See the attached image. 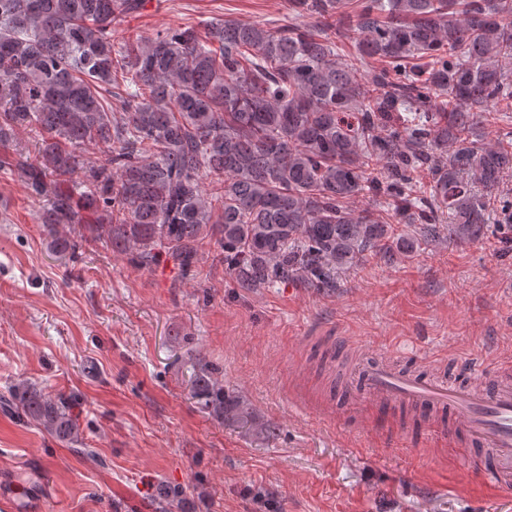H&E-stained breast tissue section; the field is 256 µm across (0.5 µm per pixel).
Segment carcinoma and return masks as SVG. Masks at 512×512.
Masks as SVG:
<instances>
[{
	"instance_id": "obj_1",
	"label": "carcinoma",
	"mask_w": 512,
	"mask_h": 512,
	"mask_svg": "<svg viewBox=\"0 0 512 512\" xmlns=\"http://www.w3.org/2000/svg\"><path fill=\"white\" fill-rule=\"evenodd\" d=\"M358 2L351 16L289 0L312 29L225 20L118 44L114 24L146 0H0V164L42 201L52 249L75 254L85 237L64 228L78 227L188 277L209 244L239 288L333 290L373 256L464 242L492 219L512 232V0ZM348 32L360 42L342 58L331 36ZM26 129L34 156L17 147ZM193 395L218 420L253 419L204 365ZM4 406L79 441L71 395L21 382Z\"/></svg>"
}]
</instances>
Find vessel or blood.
Instances as JSON below:
<instances>
[{"mask_svg": "<svg viewBox=\"0 0 512 512\" xmlns=\"http://www.w3.org/2000/svg\"><path fill=\"white\" fill-rule=\"evenodd\" d=\"M361 387L378 403L448 412V444L469 442L479 472L493 486L512 485V366L494 372L492 390L446 376L427 377L384 360L365 366Z\"/></svg>", "mask_w": 512, "mask_h": 512, "instance_id": "1", "label": "vessel or blood"}]
</instances>
